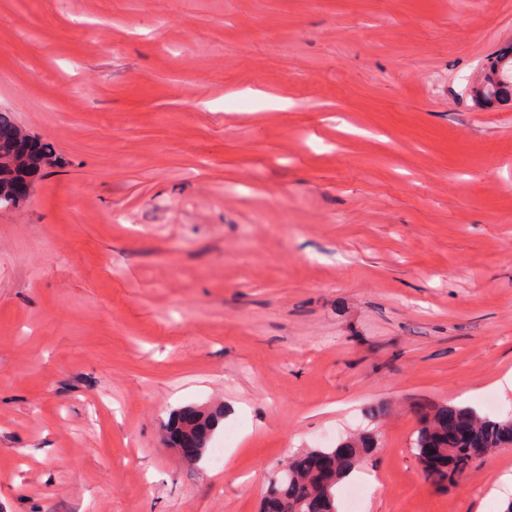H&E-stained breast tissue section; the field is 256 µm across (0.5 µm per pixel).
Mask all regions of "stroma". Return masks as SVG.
Segmentation results:
<instances>
[{"label": "stroma", "instance_id": "35a3bbf8", "mask_svg": "<svg viewBox=\"0 0 512 512\" xmlns=\"http://www.w3.org/2000/svg\"><path fill=\"white\" fill-rule=\"evenodd\" d=\"M511 43L512 0H0L56 156L0 207V512H260L367 430L361 512H503L512 448L440 490L410 443L512 412V101L468 92ZM223 418L224 411L205 412L189 409L180 412L173 419L170 428L172 448H200L198 458L202 457L207 449V444ZM194 448L185 450L184 456L193 457Z\"/></svg>", "mask_w": 512, "mask_h": 512}]
</instances>
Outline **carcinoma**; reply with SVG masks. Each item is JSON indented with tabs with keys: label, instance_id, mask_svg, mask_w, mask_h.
I'll return each mask as SVG.
<instances>
[{
	"label": "carcinoma",
	"instance_id": "obj_1",
	"mask_svg": "<svg viewBox=\"0 0 512 512\" xmlns=\"http://www.w3.org/2000/svg\"><path fill=\"white\" fill-rule=\"evenodd\" d=\"M500 70L501 81L485 84L479 101L512 100V48L490 62L488 70ZM49 148L32 140L14 123L0 116V207L25 196L27 178L49 159ZM418 427L410 451L422 466L426 479L438 487L456 483L472 464L496 448L512 447V415L492 419L471 407L423 404L416 408ZM224 412L184 410L170 428L174 448H198L205 453ZM458 433L448 435V419ZM377 448L375 436L365 431L330 448H311L293 457L271 479L288 512H309L316 502L338 512L336 486L370 458Z\"/></svg>",
	"mask_w": 512,
	"mask_h": 512
}]
</instances>
